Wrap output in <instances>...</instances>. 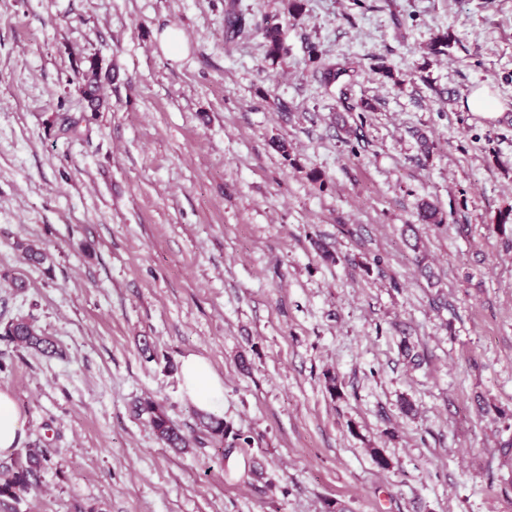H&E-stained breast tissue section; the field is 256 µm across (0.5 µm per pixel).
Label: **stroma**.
<instances>
[{"label": "stroma", "mask_w": 512, "mask_h": 512, "mask_svg": "<svg viewBox=\"0 0 512 512\" xmlns=\"http://www.w3.org/2000/svg\"><path fill=\"white\" fill-rule=\"evenodd\" d=\"M226 1L0 0V273L27 282L0 286V326L31 318L66 350L0 341L21 445L51 453L11 512H512V0H234L250 26L230 42ZM168 27L185 50L160 47ZM310 42L350 74L325 86ZM91 57L112 71L95 113ZM482 86L496 118L467 104ZM423 199L441 226L418 223ZM188 354L252 440L243 474L197 426ZM145 398L187 452L133 415ZM257 30L266 43L267 58L271 60L272 63L287 57L288 46L283 37L282 24L277 16L266 17L262 24L257 27ZM83 63L84 66L76 71L80 94L87 103L88 112H100L106 106L100 90L105 81L112 82L111 69L103 71L101 62L95 58Z\"/></svg>", "instance_id": "obj_1"}]
</instances>
